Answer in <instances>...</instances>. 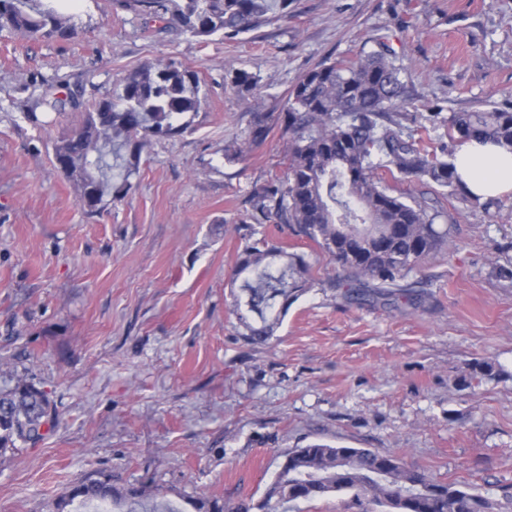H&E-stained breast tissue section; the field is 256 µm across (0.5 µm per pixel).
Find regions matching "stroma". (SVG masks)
Here are the masks:
<instances>
[{"label":"stroma","mask_w":512,"mask_h":512,"mask_svg":"<svg viewBox=\"0 0 512 512\" xmlns=\"http://www.w3.org/2000/svg\"><path fill=\"white\" fill-rule=\"evenodd\" d=\"M70 15L65 42L0 34V370L58 414L41 441L0 455V512H52L101 471L175 502L258 503L282 455L316 441L397 453L512 512V197L486 206L390 181L452 235L393 308L348 300L312 242L265 225L304 255L310 287L256 344L230 310L231 276L252 240L250 193L284 174L282 140L224 159L305 72L381 36L407 68L406 114L442 108L430 144L453 113L505 107L512 0H295L288 18L206 42L116 0H78ZM149 60L198 71L206 105L142 155L124 199L87 213L52 151L81 110L32 104L47 84L79 102L111 96ZM241 70L252 92L233 85Z\"/></svg>","instance_id":"1"}]
</instances>
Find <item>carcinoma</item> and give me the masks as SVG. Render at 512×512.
Returning a JSON list of instances; mask_svg holds the SVG:
<instances>
[{
	"instance_id": "obj_1",
	"label": "carcinoma",
	"mask_w": 512,
	"mask_h": 512,
	"mask_svg": "<svg viewBox=\"0 0 512 512\" xmlns=\"http://www.w3.org/2000/svg\"><path fill=\"white\" fill-rule=\"evenodd\" d=\"M59 0H0V33L30 40H68L71 16ZM119 5L160 20L170 16L190 35L232 40L288 15L293 0H119ZM378 49L349 61L322 63L304 73L282 112H256L244 142L224 146V160L242 159L246 148L278 128L286 172L254 190L248 219L283 224L315 243L338 273L350 300L394 305L400 282L431 254L448 246L449 230L435 228L425 205L409 202L383 184L394 179L432 182L468 195L456 175V150L470 140L512 147V110L493 107L448 117V142L431 150L418 131L392 118L404 107V68L382 39ZM55 112L76 107L72 97L42 96ZM198 72L155 60L130 72L111 97L92 104L73 131L53 144L55 163L78 191L90 214L123 197L138 173L143 152L159 138L182 134L204 106ZM309 265L264 239L244 247L234 273L241 280L233 312L255 343L269 340L288 303L307 290ZM56 412L47 394L10 372L0 373V455L16 444L35 443ZM349 492L381 512H492V503L468 484L438 481L408 469L393 453L315 442L283 455L279 470L256 506L246 497H203L195 512H277L280 504ZM110 501L119 512H180L162 493L148 497L140 485L117 487L98 473L72 486L56 512L74 501Z\"/></svg>"
}]
</instances>
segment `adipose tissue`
<instances>
[{"label":"adipose tissue","instance_id":"1","mask_svg":"<svg viewBox=\"0 0 512 512\" xmlns=\"http://www.w3.org/2000/svg\"><path fill=\"white\" fill-rule=\"evenodd\" d=\"M456 172L471 195H512V148L487 141L467 142L456 159Z\"/></svg>","mask_w":512,"mask_h":512}]
</instances>
